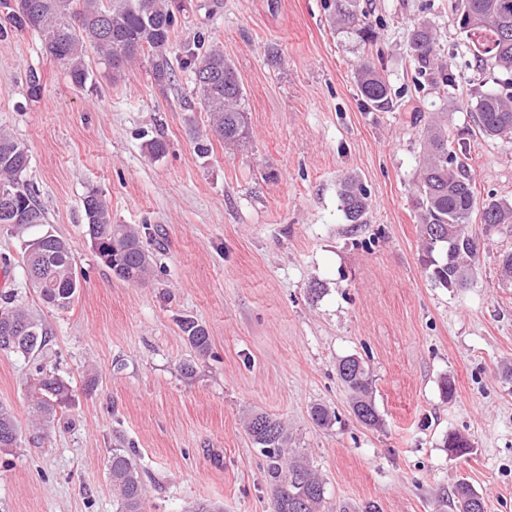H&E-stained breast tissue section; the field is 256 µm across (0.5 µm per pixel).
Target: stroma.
I'll return each instance as SVG.
<instances>
[{
    "mask_svg": "<svg viewBox=\"0 0 512 512\" xmlns=\"http://www.w3.org/2000/svg\"><path fill=\"white\" fill-rule=\"evenodd\" d=\"M454 2L356 0L373 33L365 43L336 31L328 0H182L175 41L207 31L244 90V144L216 141L205 155L188 134L206 123L188 73L160 87L142 60L115 81L93 58L77 87L40 33L0 36V128L26 146L25 178L83 275L71 309L48 307L27 281L21 238L0 231L5 288L49 330L37 360L73 390L58 426L33 441V362L0 354V403L21 427L18 448L0 451V512H114L116 448L140 467L145 512H270L244 427L262 412L285 422L328 501L347 512H456L461 480L488 512H512V284L499 275L512 224L490 231L473 212L467 231L480 252L469 288L435 286L421 262L415 181L433 114L447 113L479 197L512 202V141L481 136L468 109L501 76L476 68ZM422 19L456 76L449 94L415 82L407 34ZM367 53L396 93L390 111L363 106L354 69ZM154 137L167 144L158 157L145 147ZM347 175L369 194L367 223L344 217ZM92 189L117 223L157 232L147 286L120 281L95 256L82 211ZM182 317L207 328L209 356L183 340ZM351 354L372 373L379 428L354 419L336 375ZM315 404L335 411L331 428L313 424ZM451 432L470 439L468 455L444 448Z\"/></svg>",
    "mask_w": 512,
    "mask_h": 512,
    "instance_id": "obj_1",
    "label": "stroma"
}]
</instances>
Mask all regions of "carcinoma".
I'll use <instances>...</instances> for the list:
<instances>
[{
  "mask_svg": "<svg viewBox=\"0 0 512 512\" xmlns=\"http://www.w3.org/2000/svg\"><path fill=\"white\" fill-rule=\"evenodd\" d=\"M175 0H0V35L8 31H39L45 36V51L66 67L73 85L83 86L89 77V53L107 66L118 80L141 57L150 63L154 81L160 86L174 82L170 60L172 37L178 26ZM334 21L341 29L358 28L363 38L371 31L366 14L334 0ZM454 11L460 29L475 46L479 66L491 63L511 79L499 89L478 96L472 113L482 136L512 140V0H457ZM177 60L194 77L199 110L207 115L201 132L189 127L197 150L208 151L215 138L229 147H238L247 130L246 112L241 107L243 90L234 67L224 58L218 42L203 33L187 37L178 47ZM407 51L416 64L415 82L428 78L443 93L453 86V76L433 71L437 39L427 21L415 23L409 32ZM359 92L367 107L386 112L393 106L390 84L374 61L365 58L356 67ZM424 161L419 171L420 236L422 262L431 281L442 288L467 287L476 275L479 245L466 230L475 210L481 220L495 227L512 224V203L478 198L464 163L458 161L448 139V124L441 116L424 128ZM29 165L26 147L9 132L0 129V194L8 195L11 207L0 202V229L23 238L24 268L40 271L32 279L40 300L56 310H68L82 288L81 272L70 244L40 226L46 224L34 186L23 179ZM343 212L351 224L364 223L370 209L365 187L348 176L339 191ZM84 220L91 247L113 275L133 285H143L152 276V259L141 230L133 224H116L104 195L92 189L82 200ZM454 226L455 232L440 242L437 227ZM178 327L198 357L210 353L211 340L206 328L193 318L180 320ZM48 331L41 320L20 305L15 292L0 293V352L31 359L46 345ZM337 376L350 394V410L362 425L376 428L381 417L373 397L372 374L362 358L349 355L336 367ZM30 391L32 427L46 434L60 423L59 413L69 406L68 382L42 366ZM314 422L328 427L335 412L316 404L311 408ZM245 429L259 449L266 467L272 512H346L331 508L326 498V482L306 455L289 447L291 437L282 420L266 413L247 418ZM19 424L13 410L0 404V448L19 445ZM443 447L459 457L469 453L467 437L450 432ZM116 512H144L145 489L136 461L123 448L112 449L108 461ZM479 498L477 512H487L484 498L462 481L453 491V503Z\"/></svg>",
  "mask_w": 512,
  "mask_h": 512,
  "instance_id": "1",
  "label": "carcinoma"
}]
</instances>
